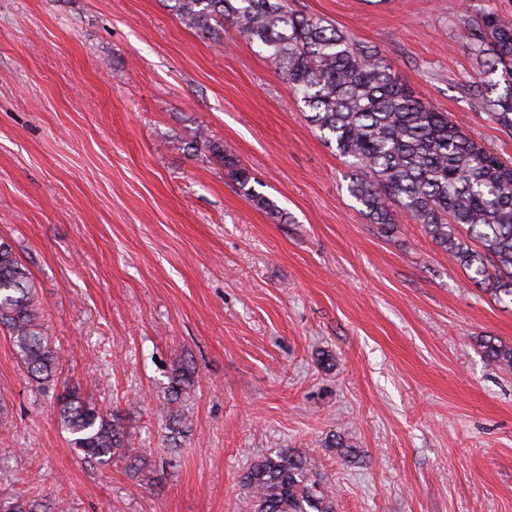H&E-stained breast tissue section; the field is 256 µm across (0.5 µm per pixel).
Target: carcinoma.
<instances>
[{
    "instance_id": "carcinoma-1",
    "label": "carcinoma",
    "mask_w": 512,
    "mask_h": 512,
    "mask_svg": "<svg viewBox=\"0 0 512 512\" xmlns=\"http://www.w3.org/2000/svg\"><path fill=\"white\" fill-rule=\"evenodd\" d=\"M187 28L216 41L229 22L256 44L301 95L308 120L352 169L348 186L373 223L391 224L392 208L407 211L476 285L489 286L512 305V161L490 152L400 82L379 52L354 42L326 20L288 10L283 0H171ZM481 68L477 100L490 119L512 134V23L480 9L461 29ZM191 149L208 150L244 196L274 218L283 211L250 185L242 162L199 129ZM42 307L28 268L0 241V329L18 364L38 387L53 380L61 361L42 332ZM485 357L512 369V345L482 336ZM194 385L183 367L168 386L162 416L167 440L191 432L183 394ZM57 423L70 447L91 464L123 461L133 476L150 479V462L129 450L130 433L117 411L100 409L79 384L56 399ZM250 490L248 512H335L333 500L305 454L283 448L254 460L241 475Z\"/></svg>"
}]
</instances>
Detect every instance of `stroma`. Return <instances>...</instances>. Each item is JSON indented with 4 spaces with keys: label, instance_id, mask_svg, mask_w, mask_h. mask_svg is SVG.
I'll return each instance as SVG.
<instances>
[{
    "label": "stroma",
    "instance_id": "obj_1",
    "mask_svg": "<svg viewBox=\"0 0 512 512\" xmlns=\"http://www.w3.org/2000/svg\"><path fill=\"white\" fill-rule=\"evenodd\" d=\"M387 59L473 139L512 159L458 34L512 0H285ZM257 46L187 29L169 0H0V238L29 268L59 382L123 411L145 483L69 447L0 331V501L67 512H245L241 473L306 453L336 512H512V307L421 225L381 229L350 170ZM251 171L256 208L198 129ZM332 355L319 362L320 352ZM194 368L171 447L159 409ZM357 451L347 462L330 448ZM477 341L489 361L501 368L512 369V345L506 344L494 336H481Z\"/></svg>",
    "mask_w": 512,
    "mask_h": 512
}]
</instances>
